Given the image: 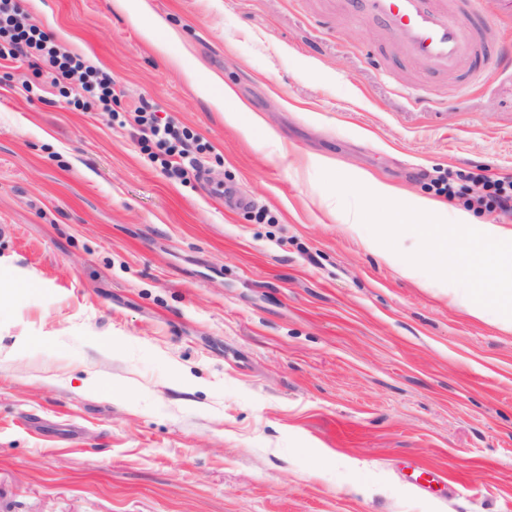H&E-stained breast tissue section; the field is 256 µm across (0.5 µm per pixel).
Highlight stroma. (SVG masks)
<instances>
[{"label": "stroma", "mask_w": 512, "mask_h": 512, "mask_svg": "<svg viewBox=\"0 0 512 512\" xmlns=\"http://www.w3.org/2000/svg\"><path fill=\"white\" fill-rule=\"evenodd\" d=\"M444 3L480 39L448 73L351 0H20L124 95L116 122L0 63V512H512V332L321 180L512 176V27ZM144 97L199 178L142 150ZM134 121L139 129V142L153 160L160 161L171 179L190 181L201 169L198 154L207 151L197 135L173 118H160L154 105L141 99L134 109ZM155 148L157 151H152Z\"/></svg>", "instance_id": "35a3bbf8"}]
</instances>
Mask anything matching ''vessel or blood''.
<instances>
[{"label":"vessel or blood","instance_id":"1","mask_svg":"<svg viewBox=\"0 0 512 512\" xmlns=\"http://www.w3.org/2000/svg\"><path fill=\"white\" fill-rule=\"evenodd\" d=\"M365 17L381 22L404 51L430 69H453L478 50L467 24L442 0H360Z\"/></svg>","mask_w":512,"mask_h":512}]
</instances>
